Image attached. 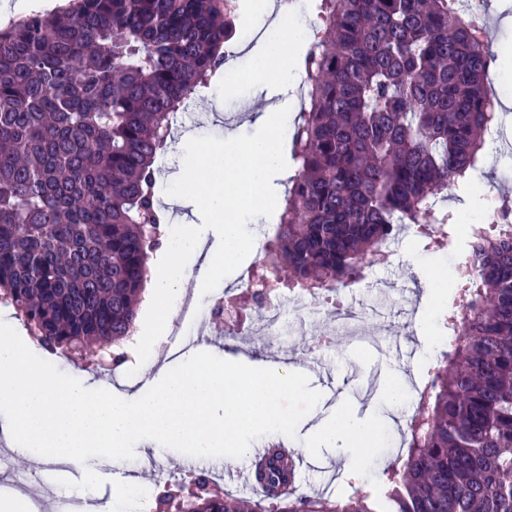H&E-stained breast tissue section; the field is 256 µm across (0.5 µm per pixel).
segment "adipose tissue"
<instances>
[{"label":"adipose tissue","mask_w":512,"mask_h":512,"mask_svg":"<svg viewBox=\"0 0 512 512\" xmlns=\"http://www.w3.org/2000/svg\"><path fill=\"white\" fill-rule=\"evenodd\" d=\"M272 25L276 39L254 55L248 75L228 69L224 84L230 90L245 77L251 84L273 89L278 95L277 105L259 113L254 120L260 135L245 143L229 138L197 153L189 174L172 198L176 204L205 207L221 227L205 252L201 251L200 236L191 224L184 225L169 242L164 262L147 286L150 317L158 331L166 330L186 281L221 280L226 263L257 245L251 225L258 222L273 200L266 185L267 175L279 164L288 141L285 116L297 106L299 58L295 48L307 42V28L300 24L292 8H281ZM190 254L201 255L199 267L185 263V256ZM378 425V420L360 421L339 411L320 421L304 443L316 448L321 443L334 442L352 459L358 449L366 447Z\"/></svg>","instance_id":"adipose-tissue-1"}]
</instances>
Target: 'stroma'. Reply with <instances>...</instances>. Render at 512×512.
Here are the masks:
<instances>
[{
	"instance_id": "stroma-1",
	"label": "stroma",
	"mask_w": 512,
	"mask_h": 512,
	"mask_svg": "<svg viewBox=\"0 0 512 512\" xmlns=\"http://www.w3.org/2000/svg\"><path fill=\"white\" fill-rule=\"evenodd\" d=\"M235 33L229 41L230 58L239 72H248L252 52L267 40L270 19L244 25L242 18H235ZM263 108L266 100L247 81H240L233 91H225L223 84L214 82L199 92L189 112L184 113L183 134L186 145H172L168 153L159 157L156 167L157 197L164 200L179 189L180 175L188 170L195 152L204 150L211 143L235 137L248 142L260 130L249 123L240 110L244 101ZM499 144L486 149L481 174L475 179L478 193H470L456 185H449L446 209L466 215L474 223H482L498 199H512V151L502 148L512 142V106L502 113V133ZM426 239L419 228L400 234L394 252L377 266L364 270L359 284L341 289L344 307L363 312L365 338L381 339V350L364 347L346 336L336 339V345L318 359L309 356L308 337L323 335L335 324L338 312L332 304H325L318 314L307 317L304 324L289 328L284 344L268 346L255 337L244 334L225 335L222 322L209 321L208 326L216 338L209 345L210 353L237 359L243 356L264 361L270 365L288 363L309 378V386L322 394L315 409L317 417H324L336 409H344L355 419L366 420L380 414L384 407L383 387L386 383L399 382L411 385L413 381L428 377L435 357L422 352L419 340L424 301L430 295L441 294V307H448L453 300V290L447 287L453 272L455 256L464 248L462 236H452L440 251L425 250ZM415 394H408L398 407L395 424H382L372 442V456H360L356 465H348L336 447L307 450L295 448L298 481L303 492L343 496L348 482L355 477L374 479L386 462L396 456L407 431V421L415 408ZM20 472L33 474L26 497L37 501L42 512H54V499L63 490L62 479H80L78 469L67 468L60 474L42 469L39 462H25Z\"/></svg>"
}]
</instances>
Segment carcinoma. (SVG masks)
<instances>
[{"mask_svg": "<svg viewBox=\"0 0 512 512\" xmlns=\"http://www.w3.org/2000/svg\"><path fill=\"white\" fill-rule=\"evenodd\" d=\"M461 2L320 0L301 61L309 108L256 287H346L398 226L448 242L439 195L471 184L501 120ZM232 13L224 0H70L0 26V303L45 350L117 353L135 332L168 221L155 161L224 67ZM455 281L448 351L382 484L300 493L294 454L273 441L252 498L198 478L186 494L156 485L150 512H512V223L472 241Z\"/></svg>", "mask_w": 512, "mask_h": 512, "instance_id": "1", "label": "carcinoma"}]
</instances>
